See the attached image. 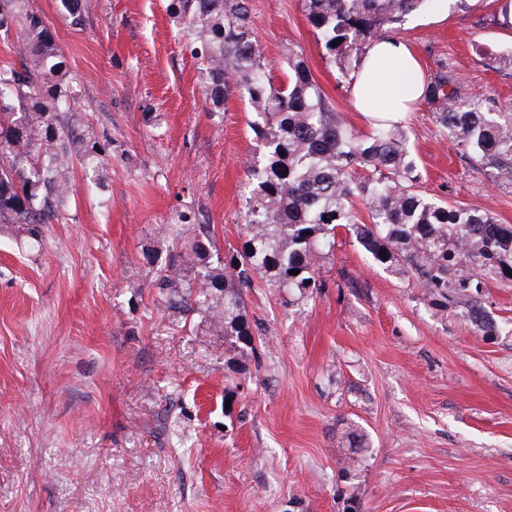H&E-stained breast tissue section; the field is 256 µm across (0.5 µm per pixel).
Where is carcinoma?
Segmentation results:
<instances>
[{
    "label": "carcinoma",
    "instance_id": "1",
    "mask_svg": "<svg viewBox=\"0 0 512 512\" xmlns=\"http://www.w3.org/2000/svg\"><path fill=\"white\" fill-rule=\"evenodd\" d=\"M22 2L0 0V31L21 26L23 49L33 62L23 70L0 66V223L35 247L43 225L64 219L73 159L92 175L99 152L92 131L76 133L61 123L73 108L68 84H49L41 75L61 73L66 62L38 15L20 17ZM247 2L173 0V18L189 37L212 105H223L234 91L247 97L265 162L250 168L241 248L226 260L214 256L180 216L169 234L179 253L159 270V294L186 314H206L224 331L227 351L252 356L257 348L245 290L266 277L282 293H313L322 287L317 263L344 228L392 272L418 275L436 302L448 297V272L457 271L454 293L471 321L488 335L495 332L481 294L489 280L512 279V224L419 194L420 174L405 134L388 123L355 131L312 77L303 54L288 50L285 79L276 81L255 43ZM426 2L304 0V7L348 83L365 45L388 36ZM422 100L442 105L436 121L454 146L487 168L512 169V112H486L482 96H461L443 61L426 79Z\"/></svg>",
    "mask_w": 512,
    "mask_h": 512
}]
</instances>
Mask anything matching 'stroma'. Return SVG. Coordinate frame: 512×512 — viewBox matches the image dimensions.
I'll list each match as a JSON object with an SVG mask.
<instances>
[{
	"label": "stroma",
	"instance_id": "stroma-1",
	"mask_svg": "<svg viewBox=\"0 0 512 512\" xmlns=\"http://www.w3.org/2000/svg\"><path fill=\"white\" fill-rule=\"evenodd\" d=\"M273 76L288 50L359 132L339 68L303 0H248ZM171 0H25L62 53L93 131L99 179L80 164L65 219L42 247L0 233V512H512V282L492 281L485 336L457 299L436 306L341 233L321 294L256 280L262 340L243 377L205 315L162 305L152 282L189 215L219 255L240 248L248 169L262 162L252 106L210 111ZM498 0H430L394 33L425 73L445 61L462 95L512 112V29ZM419 103L402 121L418 191L512 224V169L457 152ZM356 432V444L346 435Z\"/></svg>",
	"mask_w": 512,
	"mask_h": 512
}]
</instances>
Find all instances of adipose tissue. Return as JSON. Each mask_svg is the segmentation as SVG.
<instances>
[{
	"mask_svg": "<svg viewBox=\"0 0 512 512\" xmlns=\"http://www.w3.org/2000/svg\"><path fill=\"white\" fill-rule=\"evenodd\" d=\"M423 83L418 55L404 43L385 37L365 48L350 89L355 108L373 124L403 120L420 101Z\"/></svg>",
	"mask_w": 512,
	"mask_h": 512,
	"instance_id": "ef3b65f1",
	"label": "adipose tissue"
}]
</instances>
